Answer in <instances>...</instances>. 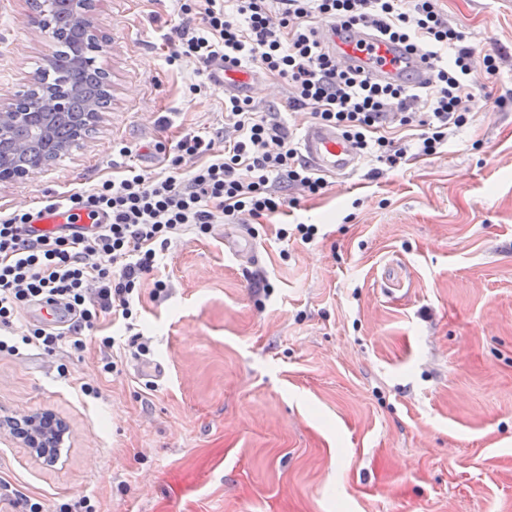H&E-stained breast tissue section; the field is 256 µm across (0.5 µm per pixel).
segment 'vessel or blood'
Instances as JSON below:
<instances>
[{"mask_svg":"<svg viewBox=\"0 0 512 512\" xmlns=\"http://www.w3.org/2000/svg\"><path fill=\"white\" fill-rule=\"evenodd\" d=\"M321 38L342 66L368 70L379 81L417 86L429 77L428 64L420 55L403 44L379 41L368 29L353 26L345 30L332 24L322 31ZM211 74L229 95H250L256 84L252 72L230 63L214 66ZM300 147L303 158L319 173L344 179L360 168L355 146L333 126L308 123L302 130ZM102 221V216L90 215L86 210L63 211L37 219L36 227L43 230L56 224H74L88 228ZM224 244L231 253L244 259L252 261L257 257L256 246L245 225H238L236 233L225 234Z\"/></svg>","mask_w":512,"mask_h":512,"instance_id":"b4317fda","label":"vessel or blood"}]
</instances>
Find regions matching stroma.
I'll return each mask as SVG.
<instances>
[{
	"label": "stroma",
	"instance_id": "obj_1",
	"mask_svg": "<svg viewBox=\"0 0 512 512\" xmlns=\"http://www.w3.org/2000/svg\"><path fill=\"white\" fill-rule=\"evenodd\" d=\"M440 6L501 63L478 74L469 121L439 154L394 169L364 159L318 197L288 189L257 226L255 264L218 224L173 238L141 290L148 352L106 327L118 374L99 376L94 342L79 359L0 354V407L49 409L71 428L54 469L0 437V512L81 496L95 512H512V0ZM94 15L111 105L47 168L0 183V214L90 189L120 142L158 171V145L224 121L223 86L192 93L194 59L168 60L177 0H98ZM32 16L30 0H0L2 95L36 81L56 47ZM289 94L264 76L253 100L297 136L311 116L286 109ZM299 223L319 237H277ZM141 357L162 379L138 375Z\"/></svg>",
	"mask_w": 512,
	"mask_h": 512
}]
</instances>
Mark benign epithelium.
<instances>
[{"instance_id":"7a95c632","label":"benign epithelium","mask_w":512,"mask_h":512,"mask_svg":"<svg viewBox=\"0 0 512 512\" xmlns=\"http://www.w3.org/2000/svg\"><path fill=\"white\" fill-rule=\"evenodd\" d=\"M91 4L92 0H42V10L34 23L41 32L54 37V19L57 14L67 13L81 26L89 24ZM99 52L100 49L94 43L79 41L71 57V65L76 68H91ZM30 90L37 92V99L43 109L38 132L46 139L52 136L54 116L70 111L80 91L64 81L44 86L36 81L30 86ZM22 96L23 93L18 92L8 97H0V144L16 155L28 148L27 141L16 135L17 129L28 121V113L18 108ZM47 165L49 161L45 160L35 167L17 169L6 158L0 161V183L25 179ZM3 432L20 447L29 449L32 456L44 465L53 467L60 461L69 440L70 426L51 410L10 412L3 409L0 411V433Z\"/></svg>"}]
</instances>
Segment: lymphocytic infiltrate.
I'll return each instance as SVG.
<instances>
[{
	"label": "lymphocytic infiltrate",
	"mask_w": 512,
	"mask_h": 512,
	"mask_svg": "<svg viewBox=\"0 0 512 512\" xmlns=\"http://www.w3.org/2000/svg\"><path fill=\"white\" fill-rule=\"evenodd\" d=\"M227 1L181 0L180 13L196 23L174 28L178 54L194 58L204 73L228 61L285 80L287 108L310 110L314 119L340 128L361 153L392 168L411 152L436 155L468 122L465 103L476 67L491 76L499 70L495 55L476 57L439 0H231V11ZM319 16L407 44L429 60L431 82L410 88L345 69L322 45L313 24ZM394 124H415L420 132L414 140H397L384 133ZM164 159L166 175L127 166L92 189L47 200L50 212L106 216L90 229L65 224L39 231L29 211L0 217L1 354L34 347L51 355L64 347L79 356L95 339L105 351L99 374L116 371L112 337L94 333L106 314L126 331L136 329L142 281L172 237L186 231L202 237L227 219L275 214L286 186L311 196L328 186L303 159L278 112L260 111L248 97L225 98L223 126L204 136H179ZM188 159L194 162L189 169ZM33 305L55 307L65 328L37 322L16 332V321Z\"/></svg>",
	"instance_id": "f902f5d3"
}]
</instances>
